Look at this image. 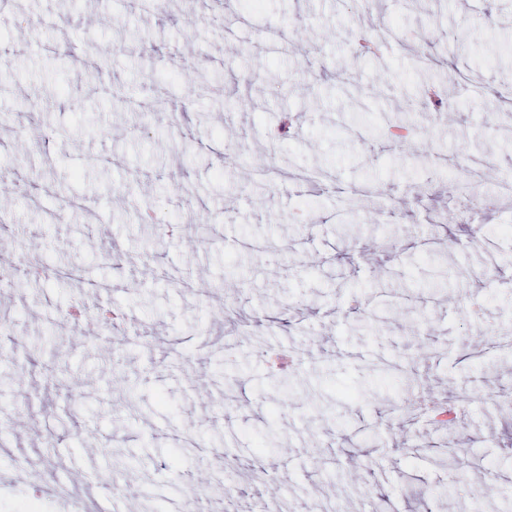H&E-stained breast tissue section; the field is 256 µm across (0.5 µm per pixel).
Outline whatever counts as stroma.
Instances as JSON below:
<instances>
[{"label":"stroma","instance_id":"1","mask_svg":"<svg viewBox=\"0 0 512 512\" xmlns=\"http://www.w3.org/2000/svg\"><path fill=\"white\" fill-rule=\"evenodd\" d=\"M29 0L61 22L0 71V139L36 200L11 216L0 254L16 255L0 319L26 339L0 348V459L50 482L82 469L132 473L136 512L178 505L193 474L285 497L305 512H512V287L479 269H512V204L501 168L482 181L494 205L470 216L451 190L469 179L460 150L512 158V124L483 133V113H512V0ZM112 14V28L92 23ZM112 56L87 67L99 42ZM206 74L196 95L184 71ZM167 91L155 112L105 98ZM441 92L451 116L429 115ZM45 139L22 136L17 114ZM422 131L419 149L389 141V122ZM261 171L270 191L254 194ZM65 198L94 200L49 221ZM358 224L347 251L337 225ZM477 232H470V225ZM452 254L441 259L439 243ZM417 302L424 319L403 310ZM127 313L126 343L103 355L79 343L64 312ZM253 332L243 335V324ZM170 334L145 344L141 327ZM297 352L300 370L269 352ZM209 396L199 400L197 379ZM501 405H480L485 385ZM445 396L470 441L448 444L428 401ZM274 431L265 484L251 486L257 443ZM108 442L110 454L89 450ZM459 461L439 469L443 455ZM495 483L474 506L448 482ZM37 484L0 474V512H62Z\"/></svg>","mask_w":512,"mask_h":512}]
</instances>
